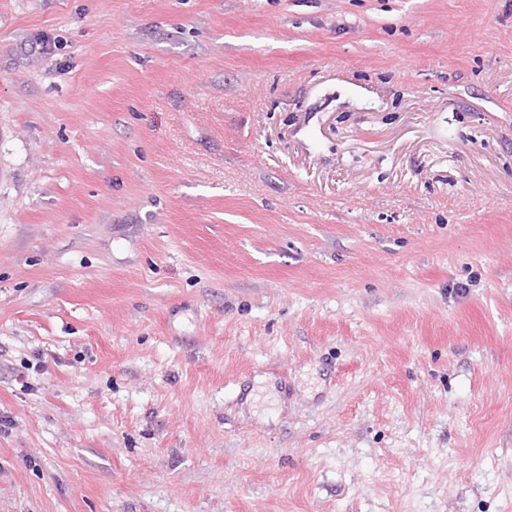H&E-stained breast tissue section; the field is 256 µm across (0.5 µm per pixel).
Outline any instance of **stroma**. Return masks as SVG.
Segmentation results:
<instances>
[{"instance_id": "35a3bbf8", "label": "stroma", "mask_w": 512, "mask_h": 512, "mask_svg": "<svg viewBox=\"0 0 512 512\" xmlns=\"http://www.w3.org/2000/svg\"><path fill=\"white\" fill-rule=\"evenodd\" d=\"M0 512H512V0H0Z\"/></svg>"}]
</instances>
